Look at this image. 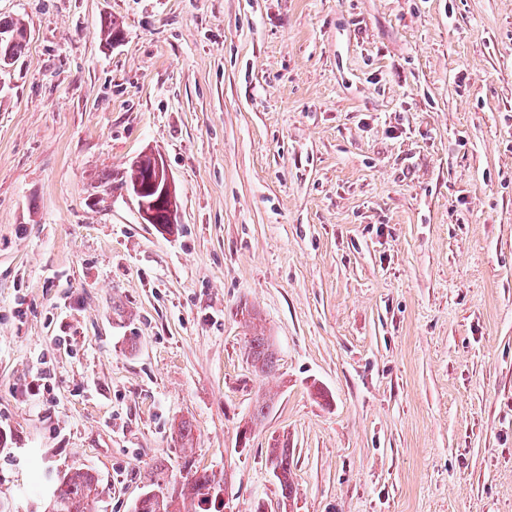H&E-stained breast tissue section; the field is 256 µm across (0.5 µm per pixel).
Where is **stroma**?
Returning <instances> with one entry per match:
<instances>
[{"instance_id":"obj_1","label":"stroma","mask_w":512,"mask_h":512,"mask_svg":"<svg viewBox=\"0 0 512 512\" xmlns=\"http://www.w3.org/2000/svg\"><path fill=\"white\" fill-rule=\"evenodd\" d=\"M0 18L27 29L0 71L12 512L81 466L99 512H132L156 468L179 473L183 418L227 512H275L283 438L288 512H512V0H0ZM145 152L176 189L166 231L119 187ZM247 357L250 358L256 373L267 374L276 367V353L266 336H253L247 345ZM293 448H288V441L285 439L281 444H276L273 448H268V462L273 470H278L279 475L276 476L280 491L283 506L286 507L287 502L291 501L294 493L293 480H292V463H293Z\"/></svg>"}]
</instances>
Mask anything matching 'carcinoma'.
I'll return each instance as SVG.
<instances>
[{"instance_id":"cac0c4a2","label":"carcinoma","mask_w":512,"mask_h":512,"mask_svg":"<svg viewBox=\"0 0 512 512\" xmlns=\"http://www.w3.org/2000/svg\"><path fill=\"white\" fill-rule=\"evenodd\" d=\"M0 35L8 40L0 44V62L11 61L19 56L26 46V28L21 21L0 20ZM255 372L267 374L276 367V353L266 336H254L247 345ZM184 457H190L194 433L190 422L182 420L177 425ZM294 449L288 441L268 449V462L279 471L282 503L293 497L292 463ZM99 480L92 471L77 468L64 473L57 479L48 512H97ZM150 487L161 490V495L145 498L140 512H219L216 507L218 495L224 493V483L207 471L188 469L179 482L172 481L163 468L156 469L150 479Z\"/></svg>"}]
</instances>
